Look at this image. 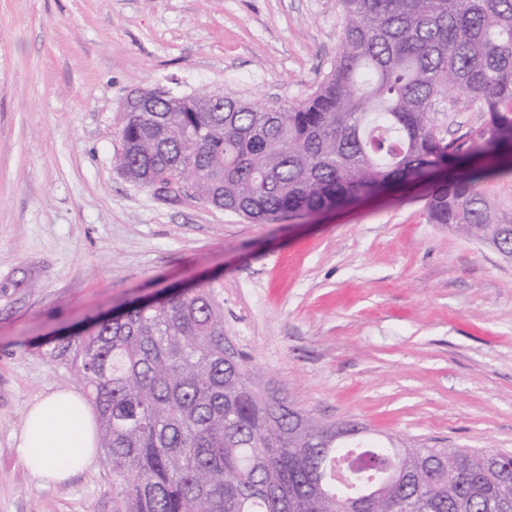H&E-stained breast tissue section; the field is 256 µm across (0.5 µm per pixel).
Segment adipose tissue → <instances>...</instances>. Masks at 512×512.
Wrapping results in <instances>:
<instances>
[{
    "instance_id": "1",
    "label": "adipose tissue",
    "mask_w": 512,
    "mask_h": 512,
    "mask_svg": "<svg viewBox=\"0 0 512 512\" xmlns=\"http://www.w3.org/2000/svg\"><path fill=\"white\" fill-rule=\"evenodd\" d=\"M17 452L24 466L44 482L60 483L84 469L95 451L93 420L83 398L63 390L30 406Z\"/></svg>"
}]
</instances>
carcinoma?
I'll list each match as a JSON object with an SVG mask.
<instances>
[{
    "mask_svg": "<svg viewBox=\"0 0 512 512\" xmlns=\"http://www.w3.org/2000/svg\"><path fill=\"white\" fill-rule=\"evenodd\" d=\"M336 58L310 94L279 107L224 96L156 111L126 104L118 166L133 182L254 223L340 206L434 168L465 173L426 194L435 224L512 253V218L490 219L484 180L512 176V0H340ZM487 115L444 142L435 105ZM51 353L89 389L112 470V512H349L389 466L406 473L371 512H512V456L468 459L482 491L448 476V449L362 442L377 469L324 496L314 475L349 441L253 371L224 336L217 289L200 285L95 317Z\"/></svg>",
    "mask_w": 512,
    "mask_h": 512,
    "instance_id": "obj_1",
    "label": "carcinoma"
}]
</instances>
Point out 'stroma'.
Returning a JSON list of instances; mask_svg holds the SVG:
<instances>
[{"label":"stroma","mask_w":512,"mask_h":512,"mask_svg":"<svg viewBox=\"0 0 512 512\" xmlns=\"http://www.w3.org/2000/svg\"><path fill=\"white\" fill-rule=\"evenodd\" d=\"M338 0H0V512H112V473L19 461L28 407L83 382L45 344L208 282L263 382L328 422L512 453V261L432 223L425 186L255 224L117 168L133 91L277 107L336 56ZM444 140L484 123L437 106Z\"/></svg>","instance_id":"obj_1"}]
</instances>
